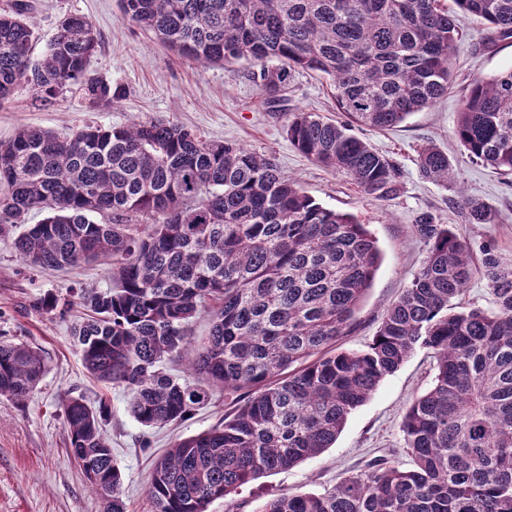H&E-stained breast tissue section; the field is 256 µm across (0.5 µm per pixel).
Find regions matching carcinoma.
<instances>
[{"label":"carcinoma","mask_w":512,"mask_h":512,"mask_svg":"<svg viewBox=\"0 0 512 512\" xmlns=\"http://www.w3.org/2000/svg\"><path fill=\"white\" fill-rule=\"evenodd\" d=\"M118 2L182 56L259 66L269 104L297 72L326 78L346 120L287 112L288 140L378 200L397 194L400 171L352 125L389 130L448 93L457 14L484 22L493 42L512 39V0ZM30 10L28 0H13L0 12V105L20 86L48 100L77 83L95 103L117 102L120 89L88 76L93 23L66 18L36 59ZM454 135L473 160L512 174V70L472 79ZM419 166L440 184L453 173L433 145L421 148ZM465 207L469 223H496L483 201L468 198ZM33 211L42 218L25 223ZM413 231L427 248L420 270L371 342L341 349L379 267L377 240L285 178L272 158L153 120L87 124L67 136L21 127L0 141V238L22 265H107L106 289L31 304L39 313L88 311L72 329L85 369L126 390L144 427L185 420L215 390L237 401L219 424L174 440L154 461L153 512H208L322 453L419 350L432 354L436 374L401 424L412 467L374 459L322 494L273 496L262 512H512V263L484 248L493 309L459 310L472 274L469 242L428 213ZM202 312L211 327L197 339L190 325ZM185 355L188 376L163 370ZM46 370L40 348L0 340V397L24 403ZM58 407L69 453L103 512H126L104 432L108 405L68 393Z\"/></svg>","instance_id":"carcinoma-1"}]
</instances>
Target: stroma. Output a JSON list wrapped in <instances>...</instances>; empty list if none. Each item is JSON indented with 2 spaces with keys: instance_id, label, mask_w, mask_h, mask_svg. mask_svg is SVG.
I'll use <instances>...</instances> for the list:
<instances>
[{
  "instance_id": "1",
  "label": "stroma",
  "mask_w": 512,
  "mask_h": 512,
  "mask_svg": "<svg viewBox=\"0 0 512 512\" xmlns=\"http://www.w3.org/2000/svg\"><path fill=\"white\" fill-rule=\"evenodd\" d=\"M30 2L40 51L65 17L80 15L93 22L100 42L89 71L119 86L122 96L116 104L94 107L76 86L50 103L33 100L27 89H18L0 107V141L23 126L67 135L88 123L123 126L137 119H163L208 139L273 157L285 176L298 180L308 195L325 207L355 215L378 241L381 265L360 304L357 328L342 340L345 348L359 349L372 340L384 309L419 270L426 248L413 226L424 213L434 215L438 223L455 225L474 251L473 274L462 305L491 309L479 248L494 243L499 256L512 262V176L472 161L457 143L454 127L472 78L512 69V40L487 44L486 25L460 16L463 37L456 45L447 96L396 128L355 127L356 136L401 172L398 194L378 200L349 178L313 163L288 141L282 119L265 105L248 63L198 65L136 27L121 13L117 0ZM285 96L286 111L317 112L333 121L343 118L336 110L333 88L316 73H296ZM428 144L447 152L455 173L448 184L422 176L419 151ZM467 197L489 204L498 214L497 223H468L463 207ZM107 284L106 267L100 262L64 271L23 270L10 243L0 241V339L41 348L48 364L25 404L0 397V512H102L99 497L68 452L64 420L57 408L65 393L84 395L91 404L102 398L109 403L105 432L123 473L127 512H152L148 476L154 459L176 437L208 430L231 409L218 392L211 404L181 424L143 428L127 410L126 391L96 381L84 368L71 336L78 312L40 314L31 308L32 301L50 292L64 297L72 287L102 289ZM434 376L433 358L427 351L416 352L350 415L333 447L291 469L254 480L234 495V512H261L277 493H322L381 456L410 467L401 423L410 403L431 388Z\"/></svg>"
}]
</instances>
